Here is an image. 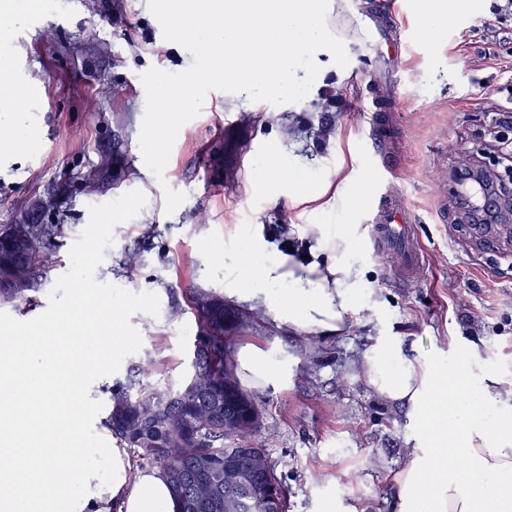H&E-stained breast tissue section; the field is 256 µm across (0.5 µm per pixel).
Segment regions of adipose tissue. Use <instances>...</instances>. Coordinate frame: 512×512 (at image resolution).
Listing matches in <instances>:
<instances>
[{
    "mask_svg": "<svg viewBox=\"0 0 512 512\" xmlns=\"http://www.w3.org/2000/svg\"><path fill=\"white\" fill-rule=\"evenodd\" d=\"M305 232L333 258L299 263L256 234L230 263L224 293L276 310L289 329L345 336L366 284L342 258L346 236L321 224ZM122 341L102 328L51 346L0 339V512H178L161 467L134 468L123 448L101 449L100 465L89 464L81 437L96 418L92 402L75 409L52 395L58 385L83 390ZM462 354L453 343L447 353L411 358L399 337L381 336L362 357L367 387L405 408L414 430L411 458L392 479L397 512H512V387L493 377L472 387ZM236 374L259 388L280 369L269 352L246 345ZM452 452L460 465H449Z\"/></svg>",
    "mask_w": 512,
    "mask_h": 512,
    "instance_id": "1",
    "label": "adipose tissue"
}]
</instances>
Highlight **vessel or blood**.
Returning a JSON list of instances; mask_svg holds the SVG:
<instances>
[{"label": "vessel or blood", "instance_id": "vessel-or-blood-1", "mask_svg": "<svg viewBox=\"0 0 512 512\" xmlns=\"http://www.w3.org/2000/svg\"><path fill=\"white\" fill-rule=\"evenodd\" d=\"M368 127L372 142L386 139L390 124L381 107H372L368 115ZM366 221L372 257L399 254L400 278L407 282L414 281L422 266V254L414 233L411 214L391 182L380 181Z\"/></svg>", "mask_w": 512, "mask_h": 512}]
</instances>
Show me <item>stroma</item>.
<instances>
[{
	"mask_svg": "<svg viewBox=\"0 0 512 512\" xmlns=\"http://www.w3.org/2000/svg\"><path fill=\"white\" fill-rule=\"evenodd\" d=\"M471 2L430 44L418 32L420 0H394L389 20L411 50L391 61L371 45L384 18L377 0H345L329 26L347 40L346 67L323 56L296 103L241 108L237 94L214 91L180 129L158 178L139 147L141 76L153 67L182 72L193 57L164 39L148 0H57L39 16L27 0H10L0 64L36 95L0 118L10 132L0 139V227L45 224L51 235L43 282L29 304L0 306V337L15 328L67 337L92 294L117 313L127 340L104 377L88 378L90 392L177 384L193 372L190 299L199 288L223 292L224 259L248 227L261 226L277 245L296 238L299 224L347 231L344 259L367 284L348 336L295 332L275 311L225 298L246 320L226 335L231 350L253 343L288 369L285 384L251 389L260 425L236 445L267 450L287 512H324L335 500L356 512H395L391 480L410 458L412 429L359 378L364 349L390 334L405 355L429 356L457 339L474 374L512 383V240L475 249L473 219L456 204L458 162L468 154L496 162L484 150L496 114L482 86L512 80V44L479 58L489 0ZM374 103L391 114L384 148L425 251L411 284L394 275L398 255L367 253L364 128ZM278 163L286 176L274 184ZM92 170L97 180H88ZM169 188L185 195L171 214ZM117 284L122 293L108 295Z\"/></svg>",
	"mask_w": 512,
	"mask_h": 512,
	"instance_id": "1",
	"label": "stroma"
}]
</instances>
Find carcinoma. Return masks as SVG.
Returning <instances> with one entry per match:
<instances>
[{
	"instance_id": "carcinoma-1",
	"label": "carcinoma",
	"mask_w": 512,
	"mask_h": 512,
	"mask_svg": "<svg viewBox=\"0 0 512 512\" xmlns=\"http://www.w3.org/2000/svg\"><path fill=\"white\" fill-rule=\"evenodd\" d=\"M45 229L36 224H12L0 229V274L9 272L16 259L28 268L20 288H0V304L18 307L28 302V292L46 272ZM197 336L191 385L151 386L131 392L128 387L111 390L106 429L120 446L137 452L143 460L162 467L179 512H225L224 499L233 495L238 512H285L286 499L258 496L257 489L277 482L274 470L255 475L247 457L265 453L263 448H231L238 438L237 425L246 421V434L255 431L260 411L228 365L224 333L242 324L234 311L224 308L223 296L208 291L195 299ZM236 459L241 480L224 484V464Z\"/></svg>"
}]
</instances>
